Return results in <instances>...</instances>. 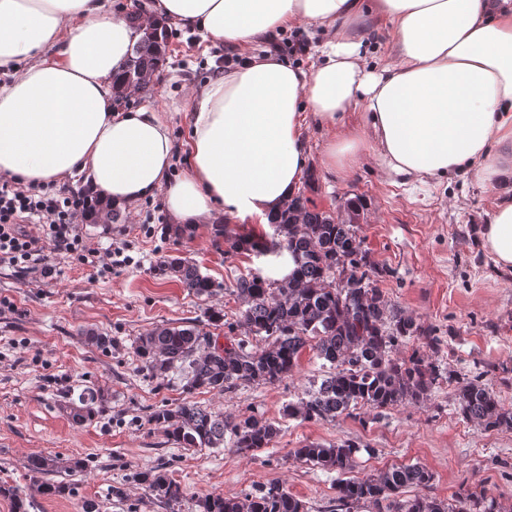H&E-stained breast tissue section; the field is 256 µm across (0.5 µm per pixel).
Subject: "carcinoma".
<instances>
[{
  "label": "carcinoma",
  "instance_id": "carcinoma-1",
  "mask_svg": "<svg viewBox=\"0 0 512 512\" xmlns=\"http://www.w3.org/2000/svg\"><path fill=\"white\" fill-rule=\"evenodd\" d=\"M167 30L148 29L134 44L124 72L114 81L116 101L131 91L145 92L164 61ZM277 239L237 234L223 225L226 253L256 254L284 250L294 268L280 280L259 273L238 278L233 293L242 309L233 321L223 310L205 312L207 324L198 320L180 325L163 324L140 336L134 353L142 370L165 379L176 372L183 391L222 392L241 384H271L287 378L299 363L302 351L312 350L329 363L317 387L305 390L284 409V416L303 421H330L361 408L385 409L428 400L440 376L438 366L420 350L397 354L399 339L416 336L433 349L438 339L411 317L396 314L375 284L378 274L362 249L357 226L346 224L330 212L310 207L298 195L270 217ZM159 275L180 282L193 296H213L224 284L201 273L181 257L163 259L154 268ZM349 272L346 285L336 275ZM225 326L230 336L218 345L207 327ZM102 398L88 389L71 402L73 420L82 424L100 413ZM463 418L485 429H512V408L505 407L487 385L469 381L458 389ZM168 440L181 448H220L229 445L242 455L269 447L280 427L261 416L226 418L191 401L173 408H159L149 415ZM356 446L350 442L305 444L293 454L339 475L336 503L353 512L362 506L373 512H504L496 498L484 490H469L454 499L432 493L434 474L414 464H395L364 478L346 479L355 467ZM64 468L77 472L86 460L66 464L49 456L34 455L28 469L42 494L66 496L67 482L50 483L42 477ZM152 495L167 506L180 503L185 489L161 469L136 474ZM417 489L414 495L406 494ZM199 512H306V505L274 482L257 493L208 494L198 500Z\"/></svg>",
  "mask_w": 512,
  "mask_h": 512
}]
</instances>
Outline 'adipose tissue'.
Returning <instances> with one entry per match:
<instances>
[{
    "label": "adipose tissue",
    "instance_id": "obj_1",
    "mask_svg": "<svg viewBox=\"0 0 512 512\" xmlns=\"http://www.w3.org/2000/svg\"><path fill=\"white\" fill-rule=\"evenodd\" d=\"M141 21L247 55L195 92L185 177L169 179L161 112L114 107L112 79L140 28L104 0H0V177L79 179L118 208L161 189L181 225L264 218L298 193L313 122L331 134L327 173L367 156L410 180L464 170L495 190L483 246L512 268V0H154ZM296 23L324 35L307 71L264 48ZM373 28L393 57L379 69L362 52Z\"/></svg>",
    "mask_w": 512,
    "mask_h": 512
}]
</instances>
